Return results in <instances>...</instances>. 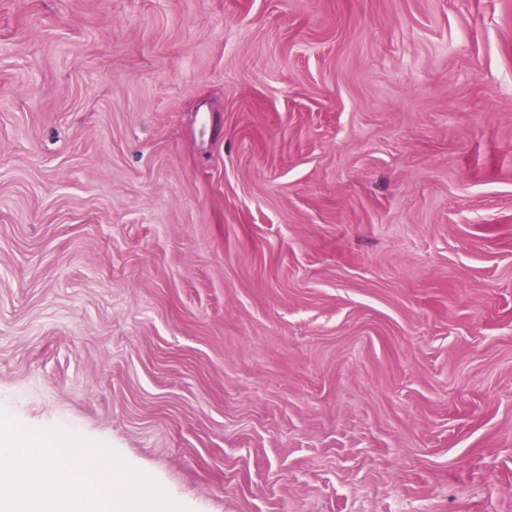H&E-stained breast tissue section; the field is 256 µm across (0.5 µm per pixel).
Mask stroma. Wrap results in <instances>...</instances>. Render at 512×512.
<instances>
[{
    "mask_svg": "<svg viewBox=\"0 0 512 512\" xmlns=\"http://www.w3.org/2000/svg\"><path fill=\"white\" fill-rule=\"evenodd\" d=\"M0 421L512 512V0H0Z\"/></svg>",
    "mask_w": 512,
    "mask_h": 512,
    "instance_id": "35a3bbf8",
    "label": "stroma"
}]
</instances>
